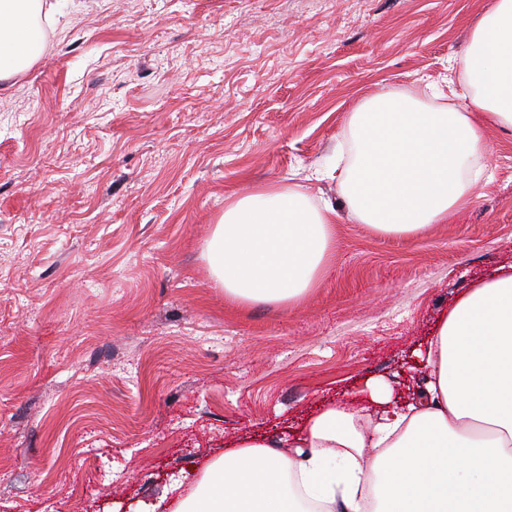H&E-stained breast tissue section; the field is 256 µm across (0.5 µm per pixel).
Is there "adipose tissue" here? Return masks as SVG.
Wrapping results in <instances>:
<instances>
[{
	"mask_svg": "<svg viewBox=\"0 0 512 512\" xmlns=\"http://www.w3.org/2000/svg\"><path fill=\"white\" fill-rule=\"evenodd\" d=\"M57 0H0V81L38 58L35 18ZM457 66L464 93L378 90L347 118L353 154L339 178L350 215L375 232L416 236L473 201L482 126L512 128V0H496ZM338 213L301 186L266 184L230 200L204 258L227 296L288 303L316 286ZM422 398L400 402L381 379L373 408L329 402L291 453L245 436L210 459L172 512H512V267L460 296L421 354Z\"/></svg>",
	"mask_w": 512,
	"mask_h": 512,
	"instance_id": "ef3b65f1",
	"label": "adipose tissue"
}]
</instances>
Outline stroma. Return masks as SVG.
<instances>
[{
  "label": "stroma",
  "mask_w": 512,
  "mask_h": 512,
  "mask_svg": "<svg viewBox=\"0 0 512 512\" xmlns=\"http://www.w3.org/2000/svg\"><path fill=\"white\" fill-rule=\"evenodd\" d=\"M494 0H59L0 82V512H171L242 434L296 435L370 379L423 388L454 302L512 263V130L474 202L413 238L310 174L379 89L459 81ZM339 214L321 281L241 303L203 248L229 198Z\"/></svg>",
  "instance_id": "stroma-1"
}]
</instances>
